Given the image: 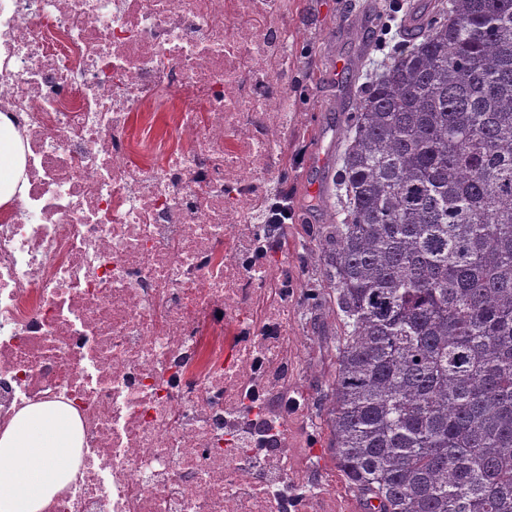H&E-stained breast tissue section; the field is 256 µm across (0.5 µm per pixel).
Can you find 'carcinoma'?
<instances>
[{
  "label": "carcinoma",
  "instance_id": "carcinoma-1",
  "mask_svg": "<svg viewBox=\"0 0 512 512\" xmlns=\"http://www.w3.org/2000/svg\"><path fill=\"white\" fill-rule=\"evenodd\" d=\"M345 120L314 231L330 451L371 512H512V0H442Z\"/></svg>",
  "mask_w": 512,
  "mask_h": 512
}]
</instances>
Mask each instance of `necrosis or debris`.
<instances>
[{"instance_id":"1","label":"necrosis or debris","mask_w":512,"mask_h":512,"mask_svg":"<svg viewBox=\"0 0 512 512\" xmlns=\"http://www.w3.org/2000/svg\"><path fill=\"white\" fill-rule=\"evenodd\" d=\"M292 0H0V428L61 401L46 512H336L289 428L297 342L255 260L293 116ZM24 144L13 132L9 116L0 113V204L6 203L25 189L23 181Z\"/></svg>"}]
</instances>
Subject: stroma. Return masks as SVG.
<instances>
[{"mask_svg": "<svg viewBox=\"0 0 512 512\" xmlns=\"http://www.w3.org/2000/svg\"><path fill=\"white\" fill-rule=\"evenodd\" d=\"M296 36L291 52L288 94L295 121L288 133L285 160L288 195L293 216L288 222V249L278 261L300 277L299 290L288 295L294 307L289 335L299 344L296 388L303 395L306 414L296 424L302 442L318 449L312 467L331 470L336 512H364L336 470L329 450L331 406L327 386L334 375L330 339L337 332L333 314L304 302L301 287L320 277L316 257H304V227L321 224L339 198L336 170L340 121L352 111L354 92L367 74L380 68L386 55L409 41L403 25L413 8L432 0H296ZM398 13H391V6Z\"/></svg>", "mask_w": 512, "mask_h": 512, "instance_id": "1", "label": "stroma"}]
</instances>
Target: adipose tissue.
I'll use <instances>...</instances> for the list:
<instances>
[{
  "label": "adipose tissue",
  "mask_w": 512,
  "mask_h": 512,
  "mask_svg": "<svg viewBox=\"0 0 512 512\" xmlns=\"http://www.w3.org/2000/svg\"><path fill=\"white\" fill-rule=\"evenodd\" d=\"M24 144L0 113V204L23 194ZM81 424L58 401L20 409L0 431V512H45L78 470Z\"/></svg>",
  "instance_id": "ef3b65f1"
}]
</instances>
